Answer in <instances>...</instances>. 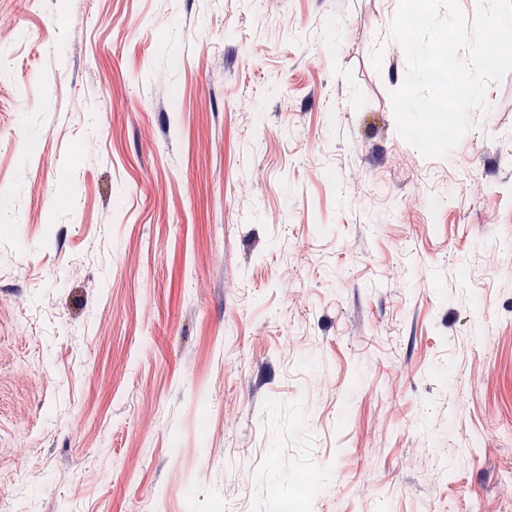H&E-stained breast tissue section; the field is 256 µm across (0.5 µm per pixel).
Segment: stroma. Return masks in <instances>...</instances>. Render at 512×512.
I'll use <instances>...</instances> for the list:
<instances>
[{
	"label": "stroma",
	"mask_w": 512,
	"mask_h": 512,
	"mask_svg": "<svg viewBox=\"0 0 512 512\" xmlns=\"http://www.w3.org/2000/svg\"><path fill=\"white\" fill-rule=\"evenodd\" d=\"M397 4L0 0V512H512V73L422 157Z\"/></svg>",
	"instance_id": "35a3bbf8"
}]
</instances>
